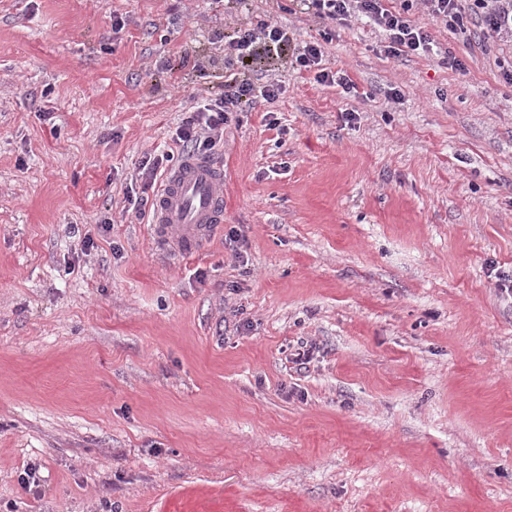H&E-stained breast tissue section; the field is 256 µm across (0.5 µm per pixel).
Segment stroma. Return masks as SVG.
I'll return each mask as SVG.
<instances>
[{
    "label": "stroma",
    "mask_w": 512,
    "mask_h": 512,
    "mask_svg": "<svg viewBox=\"0 0 512 512\" xmlns=\"http://www.w3.org/2000/svg\"><path fill=\"white\" fill-rule=\"evenodd\" d=\"M252 11L356 90L251 63L285 91L173 258L126 190ZM412 18L436 54L275 0H0V512H512V41Z\"/></svg>",
    "instance_id": "1"
}]
</instances>
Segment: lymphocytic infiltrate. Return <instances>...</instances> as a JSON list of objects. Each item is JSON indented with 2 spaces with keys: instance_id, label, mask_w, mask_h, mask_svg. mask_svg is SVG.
Returning a JSON list of instances; mask_svg holds the SVG:
<instances>
[{
  "instance_id": "f902f5d3",
  "label": "lymphocytic infiltrate",
  "mask_w": 512,
  "mask_h": 512,
  "mask_svg": "<svg viewBox=\"0 0 512 512\" xmlns=\"http://www.w3.org/2000/svg\"><path fill=\"white\" fill-rule=\"evenodd\" d=\"M296 12L346 25L354 21L375 26L382 32L385 54L429 55L434 39L428 28L416 25L410 18L419 10L433 21L444 24L455 33H466V19L480 23L488 36L512 39V0H400L399 7L388 8L386 0H291ZM287 29L273 22L270 15L256 14L249 18L230 39L225 41L224 94L192 106L182 118L172 142L181 155H209L224 140V130L233 113L262 99L274 101L281 93L278 80L259 82L246 76L250 60L280 55L288 43ZM320 41L313 40L298 49L295 61L315 73L318 83L336 85L343 92L354 89L344 71L322 68Z\"/></svg>"
}]
</instances>
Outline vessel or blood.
<instances>
[{
	"label": "vessel or blood",
	"mask_w": 512,
	"mask_h": 512,
	"mask_svg": "<svg viewBox=\"0 0 512 512\" xmlns=\"http://www.w3.org/2000/svg\"><path fill=\"white\" fill-rule=\"evenodd\" d=\"M224 221V167L187 156L168 174L151 218L153 239L171 256L203 252Z\"/></svg>",
	"instance_id": "vessel-or-blood-1"
}]
</instances>
